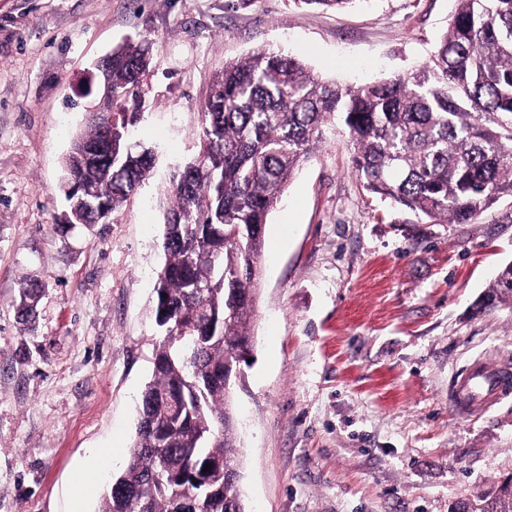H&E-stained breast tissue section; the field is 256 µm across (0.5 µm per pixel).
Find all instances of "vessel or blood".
<instances>
[{"label":"vessel or blood","instance_id":"vessel-or-blood-1","mask_svg":"<svg viewBox=\"0 0 512 512\" xmlns=\"http://www.w3.org/2000/svg\"><path fill=\"white\" fill-rule=\"evenodd\" d=\"M511 398L512 360L507 358L466 364L456 373L450 392V401L463 419L481 416Z\"/></svg>","mask_w":512,"mask_h":512}]
</instances>
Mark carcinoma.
I'll return each mask as SVG.
<instances>
[{
    "label": "carcinoma",
    "mask_w": 512,
    "mask_h": 512,
    "mask_svg": "<svg viewBox=\"0 0 512 512\" xmlns=\"http://www.w3.org/2000/svg\"><path fill=\"white\" fill-rule=\"evenodd\" d=\"M456 2L427 61L371 84H338L266 48L214 77L202 151L173 175L156 288L163 338L126 464L99 512H247L240 488L224 483L240 466L224 364L252 342L269 215L327 124L339 119L346 128L364 190L417 219L469 224L512 196V0ZM152 60L146 40L112 51V160L87 165L77 157L103 138L105 112L66 160L69 182L92 183L109 212L154 165L151 150L128 143ZM39 293L38 283H22V323ZM491 296L512 301L511 261L473 311L488 310ZM472 512H512V477L472 501Z\"/></svg>",
    "instance_id": "cac0c4a2"
}]
</instances>
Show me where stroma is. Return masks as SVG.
I'll use <instances>...</instances> for the list:
<instances>
[{
	"label": "stroma",
	"mask_w": 512,
	"mask_h": 512,
	"mask_svg": "<svg viewBox=\"0 0 512 512\" xmlns=\"http://www.w3.org/2000/svg\"><path fill=\"white\" fill-rule=\"evenodd\" d=\"M455 0H0V512H97L153 370L171 178L200 149L211 82L258 48L355 85L420 64ZM149 40L136 141L156 154L102 224H69L65 156L94 64ZM328 126L265 227L248 362L234 384L248 512H448L512 476V400L463 422L452 379L512 357V308L471 305L512 261V197L469 224L403 223ZM41 288L22 329L21 281ZM106 461L75 505L90 452Z\"/></svg>",
	"instance_id": "obj_1"
}]
</instances>
